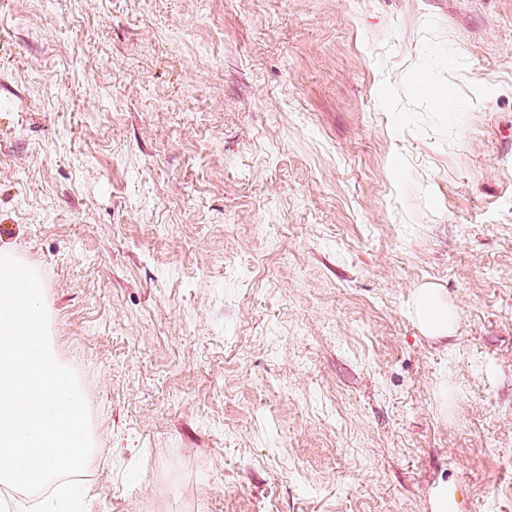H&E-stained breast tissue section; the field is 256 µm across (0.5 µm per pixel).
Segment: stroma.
<instances>
[{
  "instance_id": "obj_1",
  "label": "stroma",
  "mask_w": 512,
  "mask_h": 512,
  "mask_svg": "<svg viewBox=\"0 0 512 512\" xmlns=\"http://www.w3.org/2000/svg\"><path fill=\"white\" fill-rule=\"evenodd\" d=\"M0 246L86 512H512V0H0ZM414 312L421 325L434 336H444L453 324L454 313L442 302L434 288H422L413 301Z\"/></svg>"
}]
</instances>
